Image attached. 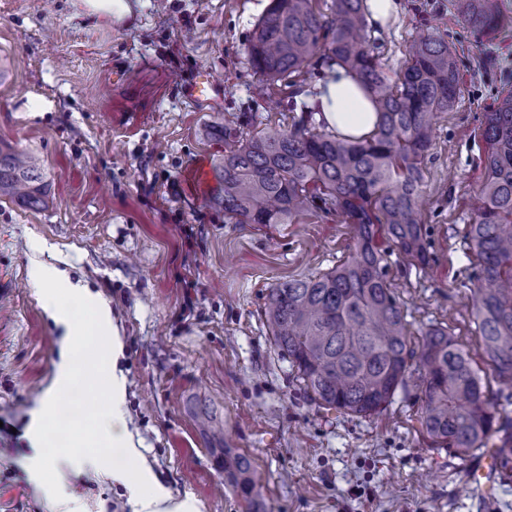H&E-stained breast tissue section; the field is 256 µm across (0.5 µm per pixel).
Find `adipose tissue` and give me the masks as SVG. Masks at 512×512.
I'll return each instance as SVG.
<instances>
[{"instance_id":"adipose-tissue-1","label":"adipose tissue","mask_w":512,"mask_h":512,"mask_svg":"<svg viewBox=\"0 0 512 512\" xmlns=\"http://www.w3.org/2000/svg\"><path fill=\"white\" fill-rule=\"evenodd\" d=\"M324 79L315 86L310 101L316 119L336 135L359 140L368 137L376 128L378 115L375 107L361 86L340 66H325ZM35 279L43 286L45 296L43 308L48 316L63 331L59 359L55 364V376L40 408L36 411V424L51 422L55 396L84 375L82 359L77 350L88 337L108 340L112 343L113 356H120V340L109 337L111 328L110 311L105 302L96 304V322L92 329H85L73 322L65 308L55 302L51 294L60 272L44 265L35 266ZM99 389L94 394L98 408L104 409L105 419L88 430L79 431L75 437L77 447L92 449L91 463L106 467L111 448H122L127 453L130 470L141 472L143 458L132 436L125 428L124 390L125 379L121 374H98Z\"/></svg>"}]
</instances>
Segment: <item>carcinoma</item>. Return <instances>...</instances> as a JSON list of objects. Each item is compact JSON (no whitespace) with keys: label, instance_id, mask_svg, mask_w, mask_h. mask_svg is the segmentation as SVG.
I'll return each mask as SVG.
<instances>
[{"label":"carcinoma","instance_id":"carcinoma-1","mask_svg":"<svg viewBox=\"0 0 512 512\" xmlns=\"http://www.w3.org/2000/svg\"><path fill=\"white\" fill-rule=\"evenodd\" d=\"M453 14L478 33L512 26L506 0H449ZM366 0H271L247 47L248 60L266 86L301 94L305 75L321 60L348 69L370 95L379 115L374 134L349 140L317 130L314 112L291 104L285 128L245 135L256 122L206 127L224 141L214 165L210 203L238 224H296L311 214H334L354 227L346 260L304 279L268 289L264 316L271 345L288 359L310 401L324 410L360 418L381 413L405 390L409 360L418 359L422 426L432 445L462 457L496 438V458L512 460V412L489 398L470 353L448 328L430 325L412 346L411 324L387 281L380 240L393 241L417 265L430 262L423 227L422 165L439 115L460 98L459 58L448 40L415 37L395 80L368 45ZM483 179L476 222L466 240L476 263L471 315L482 356L512 390V92L483 113ZM45 181L37 156L0 143V198L30 209L44 204ZM217 469L245 503L264 512L250 459L215 449Z\"/></svg>","mask_w":512,"mask_h":512}]
</instances>
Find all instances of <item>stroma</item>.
Instances as JSON below:
<instances>
[{
  "instance_id": "obj_1",
  "label": "stroma",
  "mask_w": 512,
  "mask_h": 512,
  "mask_svg": "<svg viewBox=\"0 0 512 512\" xmlns=\"http://www.w3.org/2000/svg\"><path fill=\"white\" fill-rule=\"evenodd\" d=\"M271 0H132L123 21L85 16L77 0H0V141L38 155L49 205L0 199V512H133L138 479L69 458L54 431L34 448L31 413L50 386L62 330L32 276L64 274L55 294L78 324L108 300L120 360L94 346L96 365L126 377V426L155 480L197 512H245L214 463L200 426L209 414L224 445L250 457L267 512H512V471L472 496L464 459L433 449L416 390L380 415L317 409L273 349L262 309L268 288L344 261L353 230L336 217L237 224L206 202L224 152L207 124L255 113L287 122L279 88L257 94L247 62L253 27ZM447 36L461 61L460 101L441 115L424 165L431 260L408 265L387 244V278L413 329L445 323L475 350L473 265L464 243L478 207L482 114L512 90V27L487 37L449 16L448 0H401L375 46L388 76L419 32ZM224 87L197 103L200 74ZM52 470L54 491L32 479Z\"/></svg>"
}]
</instances>
